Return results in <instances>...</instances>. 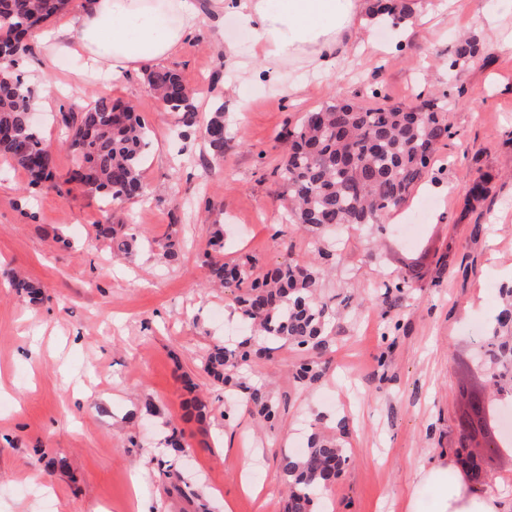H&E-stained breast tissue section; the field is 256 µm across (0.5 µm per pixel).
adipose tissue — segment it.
<instances>
[{"mask_svg": "<svg viewBox=\"0 0 512 512\" xmlns=\"http://www.w3.org/2000/svg\"><path fill=\"white\" fill-rule=\"evenodd\" d=\"M212 7L248 40L245 51L234 36L219 40L225 61L236 68V93L243 98L254 84L255 60L264 63L273 85L287 63L313 73L335 71L363 31L366 0H212ZM201 23L199 0H88L71 24L38 31L37 37L47 47L45 69L67 51L85 56L108 84L140 64L176 53L196 39ZM426 478L443 487L436 512H504L500 496L468 492L455 482L452 469L430 467Z\"/></svg>", "mask_w": 512, "mask_h": 512, "instance_id": "adipose-tissue-1", "label": "adipose tissue"}]
</instances>
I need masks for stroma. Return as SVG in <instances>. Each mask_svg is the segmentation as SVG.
I'll return each mask as SVG.
<instances>
[{
  "label": "stroma",
  "mask_w": 512,
  "mask_h": 512,
  "mask_svg": "<svg viewBox=\"0 0 512 512\" xmlns=\"http://www.w3.org/2000/svg\"><path fill=\"white\" fill-rule=\"evenodd\" d=\"M421 3L430 25L407 20L403 38L367 20L334 74L290 64L281 87L260 82L243 99L229 92L235 73L215 49L224 19L204 12L200 37L162 65L195 90L199 122L223 101L218 161L198 135L180 136L144 69L106 87L82 59L57 56L62 91L38 88L37 109L58 174L73 167L61 113L104 92L134 105L154 131L148 196L110 211L76 183L35 192L24 171L0 163V512H138L142 499L152 512L203 503L209 512H285L280 458L321 432L349 452L323 512H431L436 491L422 473L435 463L471 492L512 501V458L461 427L466 394L490 392L478 343L492 336L512 287V0ZM462 32L487 48L452 75L448 55ZM285 85L296 86L294 97ZM433 93L447 97L451 135L396 218L314 231L287 223L273 173L286 124L333 97L411 106ZM481 175L489 193L475 202ZM109 217L143 247L114 255L96 230ZM215 224L225 261L253 258L259 274L285 262L325 268L321 293L336 317L329 348L315 357L319 378L297 379L302 355L292 346L250 348L245 382L278 405L273 424L243 403V388L214 385L201 369L214 345L247 334L234 289L207 284ZM170 237L181 245L175 263L162 256ZM9 270L40 286L46 302L19 298ZM398 275L409 281L405 298L382 301L384 281ZM195 393L212 406L201 422L184 416ZM166 420L187 455L157 450ZM169 468L192 474L190 494L167 483Z\"/></svg>",
  "instance_id": "1"
}]
</instances>
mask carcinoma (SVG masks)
I'll list each match as a JSON object with an SVG mask.
<instances>
[{"mask_svg": "<svg viewBox=\"0 0 512 512\" xmlns=\"http://www.w3.org/2000/svg\"><path fill=\"white\" fill-rule=\"evenodd\" d=\"M415 0H370L371 17L397 26L412 16ZM69 0H0V160L23 170L32 188L62 193L78 182L123 204L147 196L142 170L152 145L151 130L130 105L100 95L84 111L61 113V123L76 158L75 168L56 174L53 152L44 129L33 119L35 88L16 69L33 54L29 34L65 10ZM481 47L463 38L448 59V74L473 60ZM147 83L184 131L197 125L192 91L174 70L149 67ZM448 103L426 99L410 107L383 104L362 107L334 100L306 113L281 135L286 151L274 169L284 182L288 220L304 228L336 224H379L404 205L427 175L435 146L447 138ZM205 144L219 160L224 155V103L212 106L204 124ZM123 224L99 227L100 236L122 254L134 247V236ZM210 279L235 288L242 320L252 339L271 351L293 344L323 352L329 347L330 314L318 292L322 270L284 263L254 277L253 263L207 261ZM13 286L22 298L42 301L39 288L16 277ZM503 331L484 346V363L499 395H512V307L502 311ZM242 341L235 347L216 345L206 354L203 370L214 381L230 385L247 371L250 351ZM247 402L269 422L275 406L261 386L247 389ZM347 449L334 437L315 435L300 453H285L281 469L288 480V512H313L315 491L332 488Z\"/></svg>", "mask_w": 512, "mask_h": 512, "instance_id": "1", "label": "carcinoma"}]
</instances>
